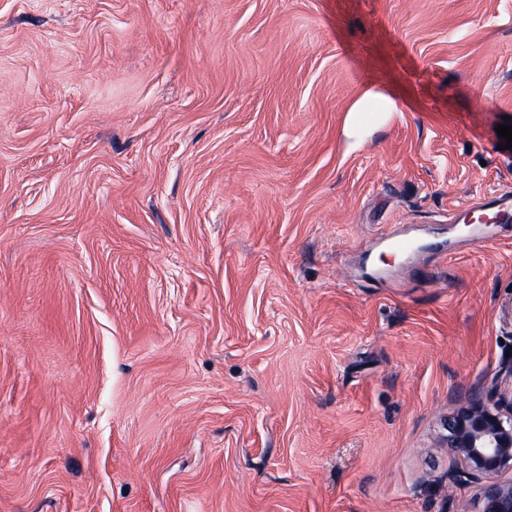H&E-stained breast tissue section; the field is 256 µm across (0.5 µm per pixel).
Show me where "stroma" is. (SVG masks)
Listing matches in <instances>:
<instances>
[{"label":"stroma","instance_id":"obj_1","mask_svg":"<svg viewBox=\"0 0 512 512\" xmlns=\"http://www.w3.org/2000/svg\"><path fill=\"white\" fill-rule=\"evenodd\" d=\"M507 116L512 0H0V512H478ZM371 104H380L383 107L382 112L392 109V103L385 95L373 91L364 92L350 113L349 123L351 130L356 131L359 129V114Z\"/></svg>","mask_w":512,"mask_h":512}]
</instances>
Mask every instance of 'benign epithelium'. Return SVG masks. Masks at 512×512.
Masks as SVG:
<instances>
[{
	"label": "benign epithelium",
	"mask_w": 512,
	"mask_h": 512,
	"mask_svg": "<svg viewBox=\"0 0 512 512\" xmlns=\"http://www.w3.org/2000/svg\"><path fill=\"white\" fill-rule=\"evenodd\" d=\"M496 401L471 393L454 404L445 419V447L453 457L445 479L454 491L464 482L479 484L480 512H512V362L494 382Z\"/></svg>",
	"instance_id": "obj_1"
}]
</instances>
